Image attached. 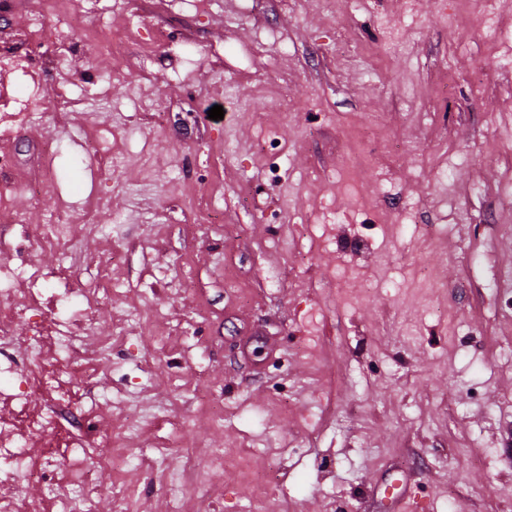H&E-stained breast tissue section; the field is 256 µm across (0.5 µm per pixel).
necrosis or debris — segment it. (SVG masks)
Returning a JSON list of instances; mask_svg holds the SVG:
<instances>
[{"label": "necrosis or debris", "instance_id": "obj_1", "mask_svg": "<svg viewBox=\"0 0 512 512\" xmlns=\"http://www.w3.org/2000/svg\"><path fill=\"white\" fill-rule=\"evenodd\" d=\"M27 12L28 19L18 39L0 43V139L13 138L16 117L46 111L49 103L66 100L63 90L52 89L47 73L50 63L65 59L63 31L84 36L95 8L89 0H0V20ZM99 210L56 207L43 211L38 228L39 246L58 250L60 267L46 270L30 266L29 284L23 296H16L18 272L11 265H0V337L17 340L27 351L28 370L21 386L7 397L8 408L0 412V490L5 491L13 512H46L48 499H55L59 512H92L97 467H115L126 462V455L112 447L123 432L102 428L99 418L80 425L77 434L62 440L61 421L72 405L69 375L90 380L97 373L95 360H88L81 371H74L72 357L76 338L69 320L45 309L40 283H62L64 298L80 297L89 308L100 310L103 299L95 292L79 288L63 265L73 246L71 228L96 224ZM46 396L41 406L30 404L32 394ZM66 443V463L54 453ZM109 449L105 459L96 451ZM66 466V485L52 484L59 466ZM50 484L49 494L32 496L34 487Z\"/></svg>", "mask_w": 512, "mask_h": 512}]
</instances>
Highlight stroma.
Returning <instances> with one entry per match:
<instances>
[{
	"label": "stroma",
	"instance_id": "35a3bbf8",
	"mask_svg": "<svg viewBox=\"0 0 512 512\" xmlns=\"http://www.w3.org/2000/svg\"><path fill=\"white\" fill-rule=\"evenodd\" d=\"M140 5L164 43L84 42L65 105L0 143L30 181L55 140L44 206L124 216L70 261L94 290L116 257L87 349L123 328L73 389L72 418L104 413L135 460L99 468L94 512L120 478L137 512H175L188 463L196 512H249L245 454L273 473L270 512H512V0ZM196 198L223 223H195ZM13 206L0 263L38 232L40 207Z\"/></svg>",
	"mask_w": 512,
	"mask_h": 512
}]
</instances>
